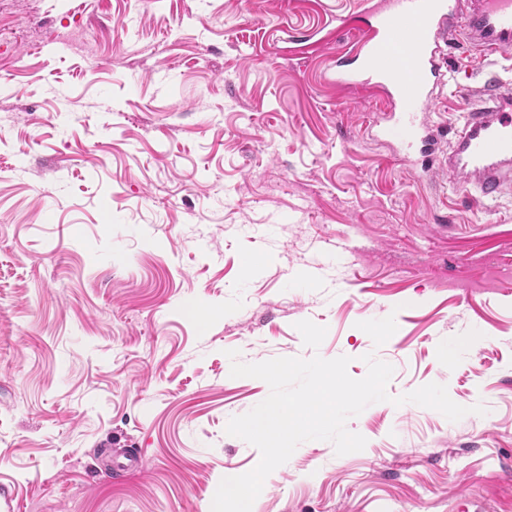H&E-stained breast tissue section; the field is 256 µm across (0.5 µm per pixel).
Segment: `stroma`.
<instances>
[{
  "instance_id": "obj_1",
  "label": "stroma",
  "mask_w": 512,
  "mask_h": 512,
  "mask_svg": "<svg viewBox=\"0 0 512 512\" xmlns=\"http://www.w3.org/2000/svg\"><path fill=\"white\" fill-rule=\"evenodd\" d=\"M337 0H0V485L17 512H210L258 450L243 362L392 365L486 412L407 403L312 440L252 512H512V194L482 201L372 139V86L328 71ZM430 117L454 137L450 44ZM259 257L253 270L248 258ZM208 318L199 322L194 307ZM473 337L446 363L442 342ZM116 448L142 465L103 473Z\"/></svg>"
}]
</instances>
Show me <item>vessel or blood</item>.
I'll return each mask as SVG.
<instances>
[{
  "mask_svg": "<svg viewBox=\"0 0 512 512\" xmlns=\"http://www.w3.org/2000/svg\"><path fill=\"white\" fill-rule=\"evenodd\" d=\"M368 15L329 62L337 85L382 91L386 113L370 124L372 138L397 142L406 161H429L439 178L478 197L512 192L511 81L468 87L474 106L449 144L423 119L448 83L449 41L489 64L512 59V0H384ZM141 462L136 449H124L113 455L109 473L124 477Z\"/></svg>",
  "mask_w": 512,
  "mask_h": 512,
  "instance_id": "vessel-or-blood-1",
  "label": "vessel or blood"
}]
</instances>
